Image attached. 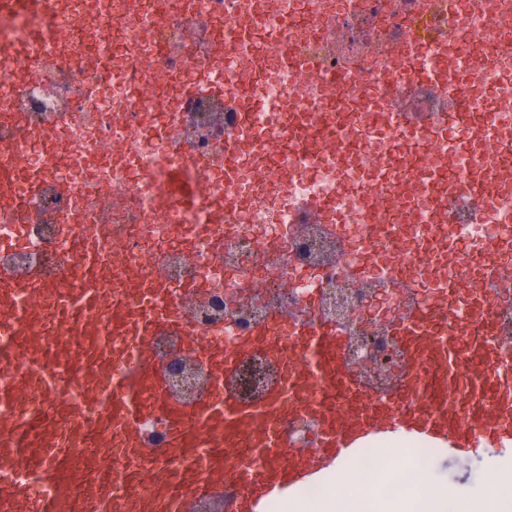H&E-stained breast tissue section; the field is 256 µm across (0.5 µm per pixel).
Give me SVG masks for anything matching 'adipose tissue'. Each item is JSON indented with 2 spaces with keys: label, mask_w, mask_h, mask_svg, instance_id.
<instances>
[{
  "label": "adipose tissue",
  "mask_w": 512,
  "mask_h": 512,
  "mask_svg": "<svg viewBox=\"0 0 512 512\" xmlns=\"http://www.w3.org/2000/svg\"><path fill=\"white\" fill-rule=\"evenodd\" d=\"M375 461L365 466L358 451H347L324 469L320 495L274 490L267 501L275 512H512V455L498 460L480 490L448 488L431 476V453L448 444L394 423L364 440Z\"/></svg>",
  "instance_id": "1"
}]
</instances>
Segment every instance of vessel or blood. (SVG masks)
Returning a JSON list of instances; mask_svg holds the SVG:
<instances>
[{"label":"vessel or blood","instance_id":"b4317fda","mask_svg":"<svg viewBox=\"0 0 512 512\" xmlns=\"http://www.w3.org/2000/svg\"><path fill=\"white\" fill-rule=\"evenodd\" d=\"M443 99L462 102L459 83L436 61L422 64ZM198 186L172 167L160 201L190 204ZM104 254L85 253L74 278L42 284L40 310L25 305L31 287L0 274V512H187L201 494L242 485L236 512L253 508L271 491L304 484L359 436L399 421L411 429L467 448L488 435L512 439V385L489 324L457 320L447 332L416 324L406 342L421 371L411 400L371 405L344 372L336 336L314 327L296 339L303 365L258 404L237 405L225 396L229 361L219 346L202 348L216 380L202 406L186 411L169 398L145 352L150 337L175 327L163 280L132 283L105 298L99 270ZM41 324L45 333L30 328ZM75 337L60 335L62 326ZM308 396L307 410L322 427L314 450L285 452L276 421ZM165 418L166 446L144 455L135 423ZM85 435L73 446L68 434Z\"/></svg>","mask_w":512,"mask_h":512}]
</instances>
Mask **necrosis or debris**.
<instances>
[{
	"mask_svg": "<svg viewBox=\"0 0 512 512\" xmlns=\"http://www.w3.org/2000/svg\"><path fill=\"white\" fill-rule=\"evenodd\" d=\"M422 31L449 74L473 77L462 109L430 104L466 145L407 138L406 118L383 115L430 93ZM0 57V167L17 175L0 194V271L34 285L77 273L81 240L110 258V295L166 280L185 329L159 330L147 357L191 388L185 410L215 385L186 375L202 360L190 341L234 353L226 394L258 403L299 355L244 341L321 324L344 366L372 357L366 400L390 399L415 371L407 319L445 328L450 281L481 297L475 320L512 357V0H471L459 19L451 0H38L0 25ZM250 127L262 136L238 144ZM173 162L203 188L192 206L157 201ZM312 199L334 218L313 219ZM376 292L390 327L367 316ZM277 429L308 451L318 423L285 413Z\"/></svg>",
	"mask_w": 512,
	"mask_h": 512,
	"instance_id": "1",
	"label": "necrosis or debris"
}]
</instances>
